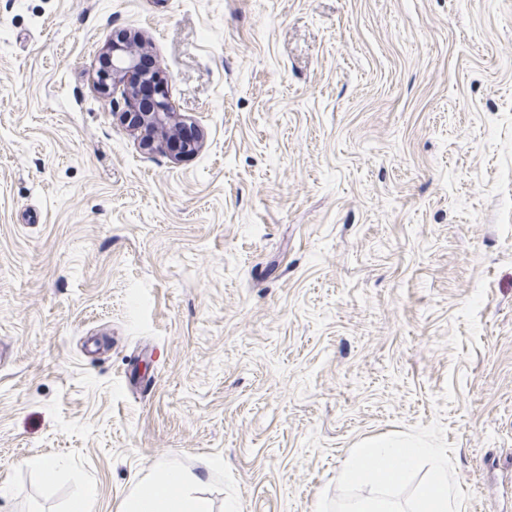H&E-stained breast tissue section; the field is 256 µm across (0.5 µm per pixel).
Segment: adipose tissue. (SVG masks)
<instances>
[{"mask_svg": "<svg viewBox=\"0 0 512 512\" xmlns=\"http://www.w3.org/2000/svg\"><path fill=\"white\" fill-rule=\"evenodd\" d=\"M428 479L410 512H458L460 488L448 469V457L419 441L376 438L353 449L339 480L348 485L383 487L395 484L420 467ZM200 477L176 465H158L125 498L121 512H213Z\"/></svg>", "mask_w": 512, "mask_h": 512, "instance_id": "1", "label": "adipose tissue"}]
</instances>
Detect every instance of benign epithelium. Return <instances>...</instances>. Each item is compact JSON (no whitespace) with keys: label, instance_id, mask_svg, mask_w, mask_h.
Segmentation results:
<instances>
[{"label":"benign epithelium","instance_id":"1","mask_svg":"<svg viewBox=\"0 0 512 512\" xmlns=\"http://www.w3.org/2000/svg\"><path fill=\"white\" fill-rule=\"evenodd\" d=\"M143 52L145 42L140 36L120 35L107 48L110 69L97 80L96 87L104 96H120L126 110L119 116L138 134L144 148H168L178 155L191 153L198 139L177 138L180 123L174 119V106L165 91V83L159 70L143 67Z\"/></svg>","mask_w":512,"mask_h":512}]
</instances>
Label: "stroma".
Listing matches in <instances>:
<instances>
[{
    "mask_svg": "<svg viewBox=\"0 0 512 512\" xmlns=\"http://www.w3.org/2000/svg\"><path fill=\"white\" fill-rule=\"evenodd\" d=\"M129 31L197 153L95 90ZM406 435L512 512V0H0V512H339ZM202 480L176 465H158L125 498L121 512H213Z\"/></svg>",
    "mask_w": 512,
    "mask_h": 512,
    "instance_id": "stroma-1",
    "label": "stroma"
}]
</instances>
